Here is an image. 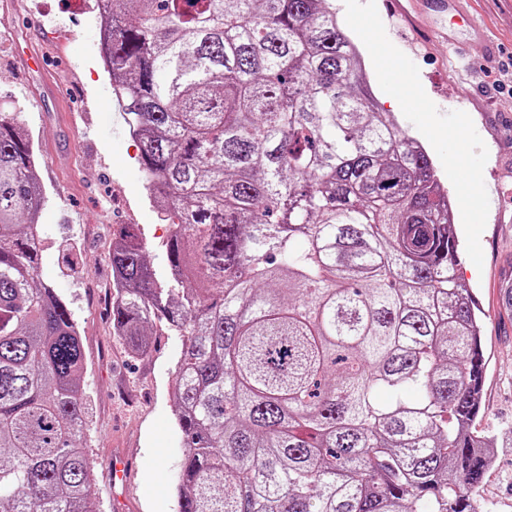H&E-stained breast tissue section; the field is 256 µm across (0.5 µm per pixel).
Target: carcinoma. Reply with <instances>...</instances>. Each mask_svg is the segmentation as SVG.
Instances as JSON below:
<instances>
[{"label": "carcinoma", "mask_w": 512, "mask_h": 512, "mask_svg": "<svg viewBox=\"0 0 512 512\" xmlns=\"http://www.w3.org/2000/svg\"><path fill=\"white\" fill-rule=\"evenodd\" d=\"M101 57L161 220L108 254L113 335L180 336L177 512H480L483 322L425 145L332 0H106ZM0 101V512H89L86 359L39 282L45 196ZM304 246L297 247V242Z\"/></svg>", "instance_id": "cac0c4a2"}]
</instances>
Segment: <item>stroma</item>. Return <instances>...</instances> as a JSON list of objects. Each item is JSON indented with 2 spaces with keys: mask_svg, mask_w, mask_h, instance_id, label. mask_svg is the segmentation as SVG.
<instances>
[{
  "mask_svg": "<svg viewBox=\"0 0 512 512\" xmlns=\"http://www.w3.org/2000/svg\"><path fill=\"white\" fill-rule=\"evenodd\" d=\"M475 27L432 10L413 18L391 0H335L358 42L383 110L429 150L455 208L458 281L484 314L487 359L475 431L496 434L495 468L481 490L482 512H512V318L502 313V280L512 281V0H463ZM96 0H0V99L29 132L46 204L40 281L68 302L86 351V446L95 466L113 449L133 460L129 512H174L183 459L174 419L179 336L150 324L139 356L112 334L107 259L120 225L135 224L159 275H166L168 224L153 207L99 56ZM376 28L371 39L366 29ZM477 138L460 167L455 120Z\"/></svg>",
  "mask_w": 512,
  "mask_h": 512,
  "instance_id": "1",
  "label": "stroma"
}]
</instances>
